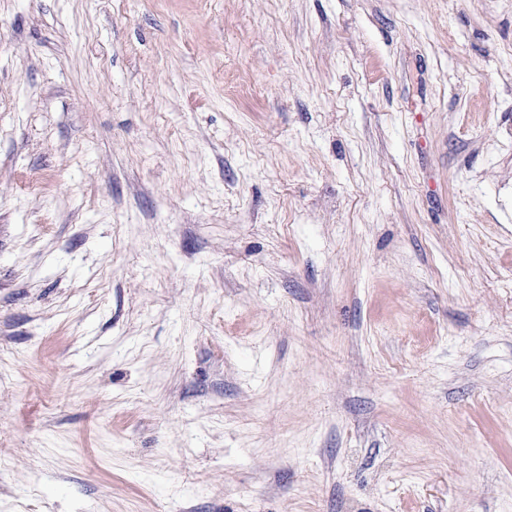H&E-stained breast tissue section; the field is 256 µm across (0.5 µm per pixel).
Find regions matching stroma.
I'll return each instance as SVG.
<instances>
[{
  "mask_svg": "<svg viewBox=\"0 0 512 512\" xmlns=\"http://www.w3.org/2000/svg\"><path fill=\"white\" fill-rule=\"evenodd\" d=\"M0 512H512V0H0Z\"/></svg>",
  "mask_w": 512,
  "mask_h": 512,
  "instance_id": "obj_1",
  "label": "stroma"
}]
</instances>
